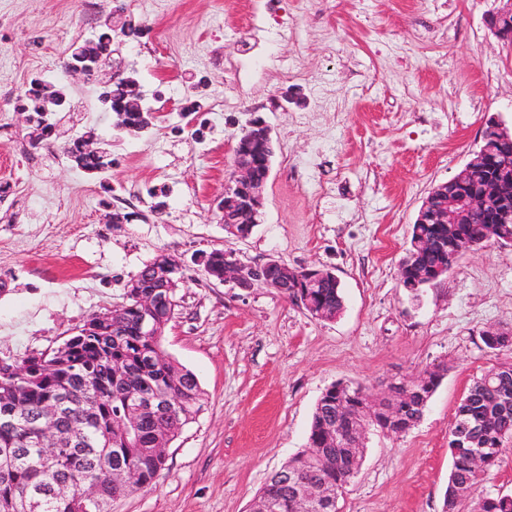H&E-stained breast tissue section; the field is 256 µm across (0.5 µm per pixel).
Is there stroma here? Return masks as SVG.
Here are the masks:
<instances>
[{
  "instance_id": "obj_1",
  "label": "stroma",
  "mask_w": 512,
  "mask_h": 512,
  "mask_svg": "<svg viewBox=\"0 0 512 512\" xmlns=\"http://www.w3.org/2000/svg\"><path fill=\"white\" fill-rule=\"evenodd\" d=\"M150 28V49L124 41V70L172 112L140 135L117 133L104 105L58 123L50 145L31 147L13 102L27 76L59 77L71 102L98 96L111 72H66L62 43L79 39V0H0V180L18 205L0 207V268L15 272L0 297V357L57 346L93 314L120 305L145 262L177 257L186 281L163 345L194 372L204 409L167 452L151 487L112 512H249L270 474L307 443L315 405L331 384L384 381L440 366L421 421L401 435L368 433L341 512H442L451 468L448 435L474 377L512 362L479 333L512 326V247L464 254L412 300L398 268L432 186L466 163L489 120L512 131V46L485 24L506 0H285L277 20L262 0H105ZM211 108L206 150L168 137L189 101ZM220 111H213L215 101ZM271 129L274 157L260 224L243 240L213 207L232 148L253 117ZM124 155L116 189L166 185L164 202L132 208L107 229L94 205L99 178L76 168L66 141L87 131ZM38 157L30 166L27 155ZM233 249L247 263L332 271L342 313L320 321L262 285L244 291L206 275L203 258Z\"/></svg>"
}]
</instances>
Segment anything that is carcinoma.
I'll return each instance as SVG.
<instances>
[{
	"label": "carcinoma",
	"instance_id": "obj_1",
	"mask_svg": "<svg viewBox=\"0 0 512 512\" xmlns=\"http://www.w3.org/2000/svg\"><path fill=\"white\" fill-rule=\"evenodd\" d=\"M112 18L108 14L98 35L73 46L68 58L109 60L113 53ZM100 101L112 113V126L118 131L141 133L148 128L142 119L144 98L128 97L123 80L103 87ZM67 102L64 87L32 85L28 95H19L16 108L29 113L27 138L38 147L52 137L47 111ZM481 165L495 176L512 167V136L505 137L485 128ZM65 151L76 168L99 173L112 164L105 149L98 146L94 132L66 144ZM457 232L477 242L512 246V223L489 224L482 213L471 216L469 223L455 226ZM232 250L214 249L204 263L207 275L224 269V255ZM169 255L161 254L127 282L125 301L111 312V317L77 328L75 334L54 348L27 360L23 370L14 369L16 361L0 358V415H12V424L0 425V448H9L12 456H0V512H112V504L130 493L114 470H132L141 487L153 484L165 469L166 457L160 446L177 438L182 429L196 420L202 411L201 390L196 375L178 365L163 349L162 338L168 322V310L155 313V329L147 334L140 296L156 286L157 272L164 271ZM410 273L403 287L417 295L416 285L422 275L441 279L458 259L436 250L426 256L416 255L414 243L406 249ZM289 289L306 297L310 308L322 310L333 319L343 309L341 286L336 281L312 283L305 272L289 284ZM147 384L164 389L174 401L175 410L167 414L157 410L140 415L138 432L126 433L123 426L134 395ZM440 385L432 377L421 383L402 379L393 383L395 393L409 389L412 414L396 421L386 416V404L374 407L380 430L396 427L408 432L420 421L424 410ZM364 386L347 383L343 397H336V385L328 387L318 399L312 415L306 447L293 455L286 466L309 481L319 477L342 495L358 473L361 461L343 450L328 447V422L339 418L348 432L359 427L354 418L356 397ZM64 401L55 425L62 435L56 454L41 457L37 448L38 425L46 405ZM79 434L84 446L70 443L69 433ZM512 442V363H500L474 378L455 410L448 448L452 466L444 494L442 512H459L466 499L470 512H512V495L470 498L485 471L495 465L502 448ZM487 445L488 457L482 467L470 465L474 446ZM329 453L337 454V465L320 471L310 460ZM257 498L276 504V512H292L289 490L267 482Z\"/></svg>",
	"mask_w": 512,
	"mask_h": 512
}]
</instances>
